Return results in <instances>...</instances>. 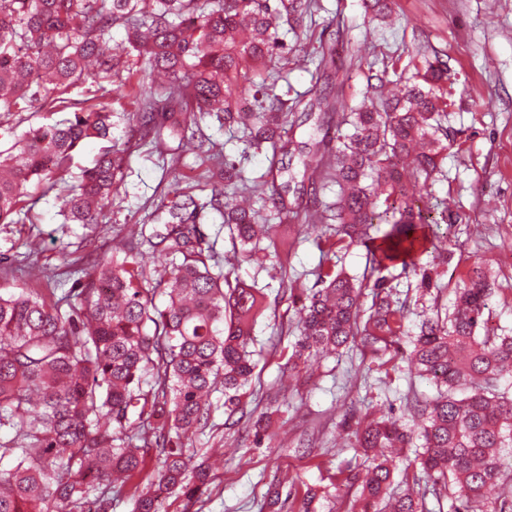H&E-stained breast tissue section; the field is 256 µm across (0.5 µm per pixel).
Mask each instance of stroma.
Returning <instances> with one entry per match:
<instances>
[{"label":"stroma","instance_id":"1","mask_svg":"<svg viewBox=\"0 0 512 512\" xmlns=\"http://www.w3.org/2000/svg\"><path fill=\"white\" fill-rule=\"evenodd\" d=\"M337 35L343 39V69L320 75L315 64L298 68L277 58L268 63L267 72L284 67L288 79L269 86V93H299L317 81L339 84L351 108L360 105L369 78L381 73L384 63L396 62L398 71L407 74L425 58L446 62L448 130L454 143L443 155L442 173L430 192L447 200L456 221L448 229L450 258L437 268L442 284L438 303L451 302L456 284L474 262L486 263L495 281L489 326L512 330V0H393L392 17L384 23L370 20L362 0H315L299 33L286 34L284 41L301 44L312 55L319 40ZM60 117L58 109L42 101L23 112H0V149L8 148L28 125ZM201 132L213 154L239 164L248 181L266 173V152L247 148L242 131L206 121ZM174 153L181 157L175 169L170 166ZM177 181L198 196L210 192L205 164L189 146L168 138L154 147L134 148L131 167L101 223H64L63 186L49 192L44 185L31 184L26 199L31 222L0 224V289L24 283L10 262L11 247L19 239L39 242V262L46 274L62 272L65 254L93 249L102 253L138 235L150 221V202L160 201ZM200 224L215 240L219 258L229 260L231 276L271 296L285 277L310 288L322 267L333 265L357 278L368 269L369 252L363 244L331 251L313 237H298L292 224L276 227L277 241L297 242L287 270H280L273 257L261 266L236 262L219 216L202 214ZM295 320L291 302L284 300L253 330L262 355L243 398L244 410L266 412L272 389L283 392L280 411L270 421L271 445L240 442L238 434L248 428V421H241L237 430L226 429L224 397L213 393L211 422L192 442L197 457L215 460L216 479L210 494L197 503L198 512H266L264 494L272 483L288 504L296 502L306 486L334 488V497L319 512H348L352 496L336 483L338 467L356 455L341 424L345 411L353 407L362 415L388 409L407 421L412 415L404 401L407 392L423 398L434 395L427 381L401 368L378 366L375 356L357 347L339 356L311 358L288 371L294 337L287 328Z\"/></svg>","mask_w":512,"mask_h":512}]
</instances>
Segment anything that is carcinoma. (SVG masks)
Masks as SVG:
<instances>
[{
  "mask_svg": "<svg viewBox=\"0 0 512 512\" xmlns=\"http://www.w3.org/2000/svg\"><path fill=\"white\" fill-rule=\"evenodd\" d=\"M392 0H365L374 17H391ZM313 0H0V112H22L38 99L65 102L76 84L92 87L120 77L121 55L166 73L170 87L143 93L132 113L142 142L162 141L164 131L210 160L196 136L208 116L243 128L247 147L271 152L267 177L274 217L226 198L224 187L244 182L242 169L224 161L208 168L205 201L176 187L161 202L157 224L142 238L109 254L88 252L69 260L65 275L81 287L54 301L34 289L0 293V512H112L113 490H127L131 512H163V503L198 502L211 485L210 467L195 462L185 442L207 426L212 392L224 393V413L242 412L256 363L252 329L270 308L263 289L231 281L201 231L199 216L222 219L236 253L249 261L275 253L288 263L293 243L277 247L273 224H295L298 233L321 225L317 241L339 247L372 235L368 283L331 268L317 272V287L301 294L284 288L275 300L297 305L298 320L288 370L316 352L340 355L363 347L388 356L392 368L436 388L424 401L408 399L412 423L378 411L353 424L351 447L370 459L350 463L336 479L354 490L353 512H430L428 499L450 502L451 512H507L512 504V391L499 386L512 370V335H480L487 323L493 284L477 263L451 308L421 321L410 340L412 311L382 275L391 265L417 277L423 298L441 291L435 269L421 263L428 246L448 237V204L427 192L448 150L444 127L448 69L425 59L403 78L398 94L370 97L336 128V145L293 144L286 138L283 101L264 92L256 72L285 48L279 30H297ZM121 26L122 54L108 57L91 34ZM241 89L254 107L233 97ZM69 116L31 126L0 151V224L24 222L20 207L30 183H56L71 171L74 152L87 139L104 143L81 169L64 199L66 220L97 224L130 161V146L112 140V112L94 97L71 102ZM298 156L303 172L286 158ZM288 180L277 183L279 176ZM310 190L336 186L323 209L288 204L298 176ZM149 245L161 268L144 275L136 260ZM17 271L39 266L28 242ZM167 305L155 303L156 294ZM156 461L154 473L147 463ZM329 491L308 486L292 512H316Z\"/></svg>",
  "mask_w": 512,
  "mask_h": 512,
  "instance_id": "obj_1",
  "label": "carcinoma"
}]
</instances>
